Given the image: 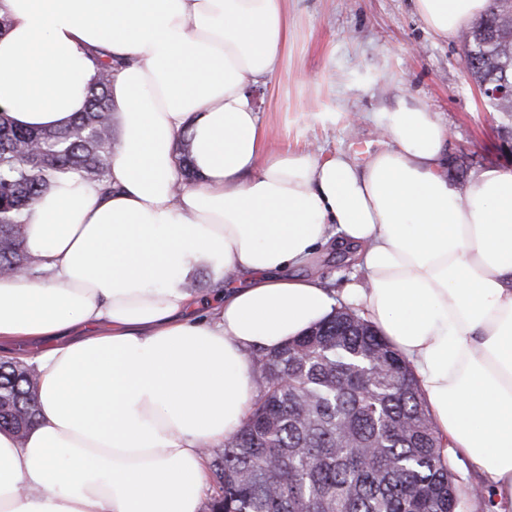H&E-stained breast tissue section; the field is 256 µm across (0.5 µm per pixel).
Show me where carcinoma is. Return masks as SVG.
Here are the masks:
<instances>
[{
  "label": "carcinoma",
  "mask_w": 512,
  "mask_h": 512,
  "mask_svg": "<svg viewBox=\"0 0 512 512\" xmlns=\"http://www.w3.org/2000/svg\"><path fill=\"white\" fill-rule=\"evenodd\" d=\"M461 40L471 77L512 83V6L491 4ZM84 111L64 128L13 124L0 112V275L33 269L24 214L75 176L112 190V57L92 52ZM258 390L240 429L210 451L205 512H461L463 502L409 363L342 306L285 347L252 355ZM35 372L0 361V427L35 418Z\"/></svg>",
  "instance_id": "1"
}]
</instances>
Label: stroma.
I'll list each match as a JSON object with an SVG mask.
<instances>
[{"mask_svg": "<svg viewBox=\"0 0 512 512\" xmlns=\"http://www.w3.org/2000/svg\"><path fill=\"white\" fill-rule=\"evenodd\" d=\"M288 21L279 70L253 92L275 145L366 162L380 140L376 114L407 100L447 124L451 185L483 168L512 169V118L486 111L460 40L429 31L413 0H288Z\"/></svg>", "mask_w": 512, "mask_h": 512, "instance_id": "stroma-1", "label": "stroma"}]
</instances>
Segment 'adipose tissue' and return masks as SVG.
Masks as SVG:
<instances>
[{
    "instance_id": "obj_1",
    "label": "adipose tissue",
    "mask_w": 512,
    "mask_h": 512,
    "mask_svg": "<svg viewBox=\"0 0 512 512\" xmlns=\"http://www.w3.org/2000/svg\"><path fill=\"white\" fill-rule=\"evenodd\" d=\"M450 40L488 0H414ZM0 111L61 128L106 50L119 143L111 193L66 178L25 214L37 275L0 276V351L41 342L38 415L0 429V512H201L205 448L239 429L251 357L354 308L410 363L451 456L512 512V171L465 190L440 172L447 126L382 113L356 163L271 148L251 89L277 73L288 0H0ZM196 174L185 183L179 157ZM356 246L337 295L303 275ZM210 266L207 298L190 290Z\"/></svg>"
}]
</instances>
